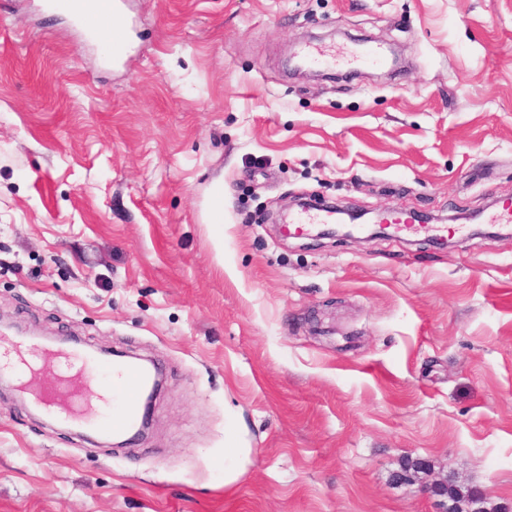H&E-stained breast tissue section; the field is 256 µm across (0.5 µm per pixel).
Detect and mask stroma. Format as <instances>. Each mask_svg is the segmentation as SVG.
Wrapping results in <instances>:
<instances>
[{"mask_svg": "<svg viewBox=\"0 0 512 512\" xmlns=\"http://www.w3.org/2000/svg\"><path fill=\"white\" fill-rule=\"evenodd\" d=\"M122 2L116 63L0 0V321L163 388L112 448L0 368V512H512V235L445 223L512 199V0ZM297 197L442 220L315 241Z\"/></svg>", "mask_w": 512, "mask_h": 512, "instance_id": "35a3bbf8", "label": "stroma"}]
</instances>
